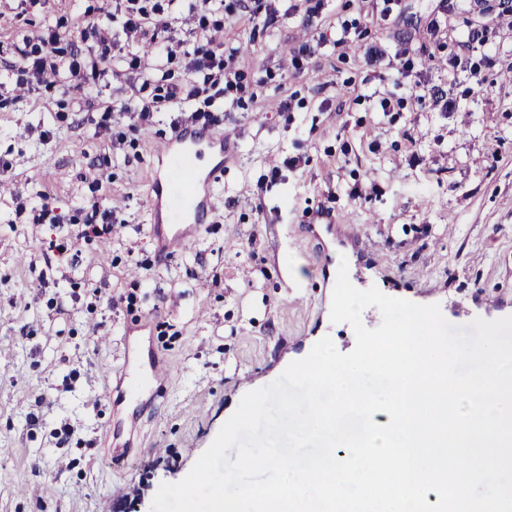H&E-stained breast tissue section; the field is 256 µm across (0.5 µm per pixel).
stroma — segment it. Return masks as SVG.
Here are the masks:
<instances>
[{"instance_id": "stroma-1", "label": "stroma", "mask_w": 512, "mask_h": 512, "mask_svg": "<svg viewBox=\"0 0 512 512\" xmlns=\"http://www.w3.org/2000/svg\"><path fill=\"white\" fill-rule=\"evenodd\" d=\"M106 0H0V512H150L161 483L189 473L249 391L288 355L352 327L332 323L329 267L348 248L303 236L321 213L354 230L369 264L356 287L439 304L451 324L512 315V13L503 0H307L277 19L224 10L244 92L216 130L235 147L213 186L210 220L157 259L146 208L154 153L179 110L160 103L136 128L122 106L136 83L89 84L81 99L40 88L17 98L23 37L60 33L98 54ZM390 15H383V8ZM312 26H305L307 10ZM479 35L481 45L468 41ZM346 44H339V36ZM374 43L406 46L445 110L411 94ZM313 46L302 69L291 58ZM483 79L474 87L473 75ZM291 109L279 111L281 100ZM113 102L107 112L103 102ZM108 239L82 236L92 206ZM169 362L137 404L106 396V374ZM113 426L117 441L103 430ZM130 455L114 468L111 444Z\"/></svg>"}]
</instances>
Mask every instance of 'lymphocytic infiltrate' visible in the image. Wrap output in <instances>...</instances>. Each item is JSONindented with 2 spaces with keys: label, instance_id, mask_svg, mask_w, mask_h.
<instances>
[{
  "label": "lymphocytic infiltrate",
  "instance_id": "lymphocytic-infiltrate-1",
  "mask_svg": "<svg viewBox=\"0 0 512 512\" xmlns=\"http://www.w3.org/2000/svg\"><path fill=\"white\" fill-rule=\"evenodd\" d=\"M176 3L177 0H168L166 7L160 8L148 6L147 0H118V13H107L94 25L103 51L87 63L75 60L62 65L53 61L49 51L59 36L54 29H47L38 43H28L20 48L17 88L30 93L49 82L61 94L75 97L88 80L108 84L120 77L122 69L128 68L138 73L142 87L161 89L162 101L191 107L192 123L213 126L215 118L210 111L211 106L223 102L226 89L242 87L247 74L233 64L238 54L237 48H224L217 41L216 34L221 31V24L202 26L194 43L182 39ZM122 36L135 44L156 41L160 48L149 61L136 53L121 55V64L116 67L112 64L110 52L117 47L118 39ZM177 54L183 55L186 60V76L181 81L173 82L169 79L165 63ZM200 98L209 102V109L202 111L194 108V101Z\"/></svg>",
  "mask_w": 512,
  "mask_h": 512
}]
</instances>
